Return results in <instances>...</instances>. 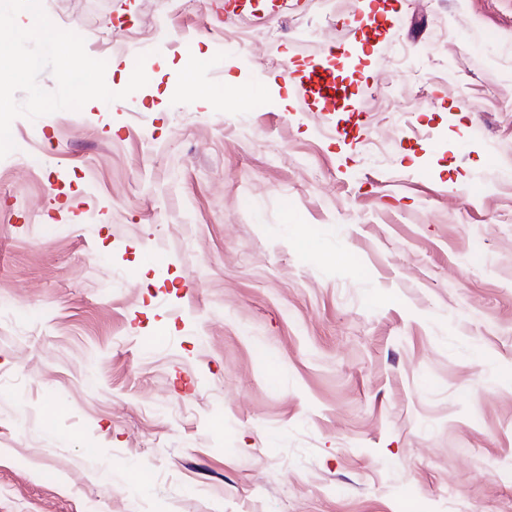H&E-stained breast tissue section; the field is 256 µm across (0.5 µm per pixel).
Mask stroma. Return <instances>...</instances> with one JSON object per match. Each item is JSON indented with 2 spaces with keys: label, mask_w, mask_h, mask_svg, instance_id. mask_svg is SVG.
<instances>
[{
  "label": "stroma",
  "mask_w": 512,
  "mask_h": 512,
  "mask_svg": "<svg viewBox=\"0 0 512 512\" xmlns=\"http://www.w3.org/2000/svg\"><path fill=\"white\" fill-rule=\"evenodd\" d=\"M41 3L148 83L11 125L0 512H512V0Z\"/></svg>",
  "instance_id": "35a3bbf8"
}]
</instances>
